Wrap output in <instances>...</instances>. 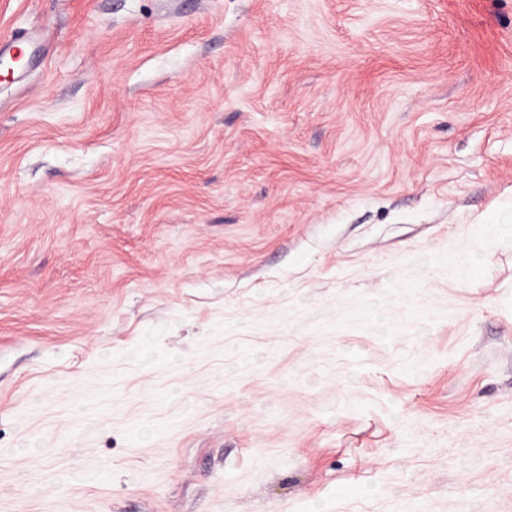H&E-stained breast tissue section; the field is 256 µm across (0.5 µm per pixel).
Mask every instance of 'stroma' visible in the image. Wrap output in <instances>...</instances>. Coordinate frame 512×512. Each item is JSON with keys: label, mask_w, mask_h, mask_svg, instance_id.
I'll list each match as a JSON object with an SVG mask.
<instances>
[{"label": "stroma", "mask_w": 512, "mask_h": 512, "mask_svg": "<svg viewBox=\"0 0 512 512\" xmlns=\"http://www.w3.org/2000/svg\"><path fill=\"white\" fill-rule=\"evenodd\" d=\"M17 33L0 512H512V0H0Z\"/></svg>", "instance_id": "stroma-1"}]
</instances>
